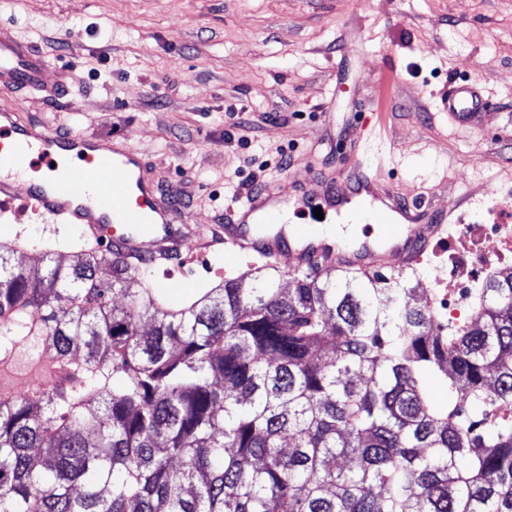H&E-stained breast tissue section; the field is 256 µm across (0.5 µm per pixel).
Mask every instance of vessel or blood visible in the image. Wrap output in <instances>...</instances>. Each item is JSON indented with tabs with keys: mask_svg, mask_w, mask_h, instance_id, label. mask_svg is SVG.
<instances>
[{
	"mask_svg": "<svg viewBox=\"0 0 512 512\" xmlns=\"http://www.w3.org/2000/svg\"><path fill=\"white\" fill-rule=\"evenodd\" d=\"M49 62L28 41L0 27V220L24 209L56 224H78L94 248L120 252L127 263L162 260L182 254L183 235L173 229L182 212L150 178L142 155L112 141L79 131L57 132L24 120L13 99L26 90L44 89ZM440 106L459 127L490 116L492 104L477 83L455 82ZM78 165L52 170L60 158ZM45 167L42 180L20 182V171ZM335 211L344 220L375 225V238L350 243L319 237L307 224L287 232L268 227L283 222L286 208ZM225 223L198 233L201 248L221 245L233 256L254 253L271 265L355 268L373 275L388 258L403 268L418 264L425 249L442 239L448 214L400 195L381 191L361 164L342 177H324L313 185L266 184L232 198Z\"/></svg>",
	"mask_w": 512,
	"mask_h": 512,
	"instance_id": "1",
	"label": "vessel or blood"
}]
</instances>
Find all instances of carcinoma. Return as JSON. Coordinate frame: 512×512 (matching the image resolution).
I'll list each match as a JSON object with an SVG mask.
<instances>
[{"label": "carcinoma", "mask_w": 512, "mask_h": 512, "mask_svg": "<svg viewBox=\"0 0 512 512\" xmlns=\"http://www.w3.org/2000/svg\"><path fill=\"white\" fill-rule=\"evenodd\" d=\"M15 253L0 366L57 371L0 394V512H512V274L447 334L403 272L263 263L171 307L118 252Z\"/></svg>", "instance_id": "carcinoma-1"}]
</instances>
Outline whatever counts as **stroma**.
Segmentation results:
<instances>
[{"mask_svg": "<svg viewBox=\"0 0 512 512\" xmlns=\"http://www.w3.org/2000/svg\"><path fill=\"white\" fill-rule=\"evenodd\" d=\"M0 26L34 43L48 84L66 90L19 110L123 142L192 225L223 223L227 200L254 186L349 171L361 126L379 121L384 143L364 163L381 187L440 210L475 192L467 224L512 212V0H0ZM384 71L393 82L381 107ZM453 79L479 82L488 122L460 128L439 110ZM18 228L19 262L83 247L77 225L29 214L0 223V243ZM460 235L413 270L417 304L453 290ZM189 253L134 270L129 287L177 304L247 264L220 248Z\"/></svg>", "mask_w": 512, "mask_h": 512, "instance_id": "obj_1", "label": "stroma"}]
</instances>
